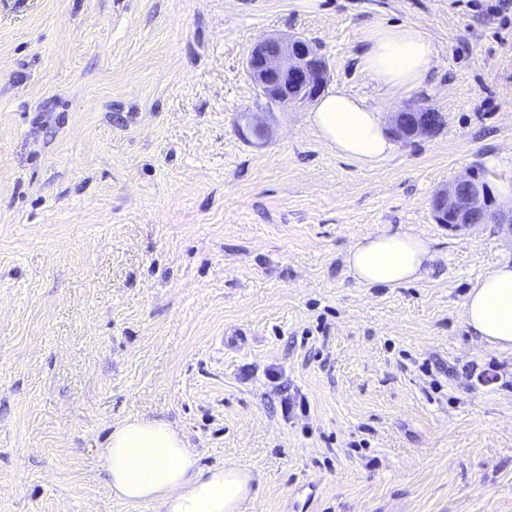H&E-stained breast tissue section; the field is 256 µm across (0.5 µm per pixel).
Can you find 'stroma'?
I'll list each match as a JSON object with an SVG mask.
<instances>
[{"instance_id":"stroma-1","label":"stroma","mask_w":512,"mask_h":512,"mask_svg":"<svg viewBox=\"0 0 512 512\" xmlns=\"http://www.w3.org/2000/svg\"><path fill=\"white\" fill-rule=\"evenodd\" d=\"M391 24L432 43L419 90L360 65ZM275 34L440 127L339 156L311 107L266 111L246 58ZM471 167L512 186V0H0V512H157L103 474L138 416L249 469L247 512H512V352L463 319L512 226L431 209ZM384 231L431 240L426 278L355 279Z\"/></svg>"}]
</instances>
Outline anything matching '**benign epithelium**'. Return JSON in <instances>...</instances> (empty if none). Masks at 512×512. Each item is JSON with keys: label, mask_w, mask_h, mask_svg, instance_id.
Instances as JSON below:
<instances>
[{"label": "benign epithelium", "mask_w": 512, "mask_h": 512, "mask_svg": "<svg viewBox=\"0 0 512 512\" xmlns=\"http://www.w3.org/2000/svg\"><path fill=\"white\" fill-rule=\"evenodd\" d=\"M247 70L267 108H302L314 103L328 78V63L303 37H265L258 40L247 57ZM440 115L425 107H405L391 116V133L399 140L432 133ZM489 186L475 182L472 171L457 175L440 188L432 207L438 222L465 229L481 223Z\"/></svg>", "instance_id": "benign-epithelium-1"}]
</instances>
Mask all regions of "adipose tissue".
<instances>
[{"label": "adipose tissue", "mask_w": 512, "mask_h": 512, "mask_svg": "<svg viewBox=\"0 0 512 512\" xmlns=\"http://www.w3.org/2000/svg\"><path fill=\"white\" fill-rule=\"evenodd\" d=\"M364 43L363 69L389 91L420 88L434 64L429 40L414 26L378 27ZM312 123L339 155L364 167L375 166L394 149L381 112L341 89L324 95ZM434 258L431 240L395 231L357 240L347 264L363 285L396 287L424 278ZM463 318L474 335L495 348L512 350V263L498 264L470 288ZM103 469L116 498L152 503L159 512H246L253 498L249 470L200 468L184 436L159 419L117 423L103 452Z\"/></svg>", "instance_id": "adipose-tissue-1"}]
</instances>
